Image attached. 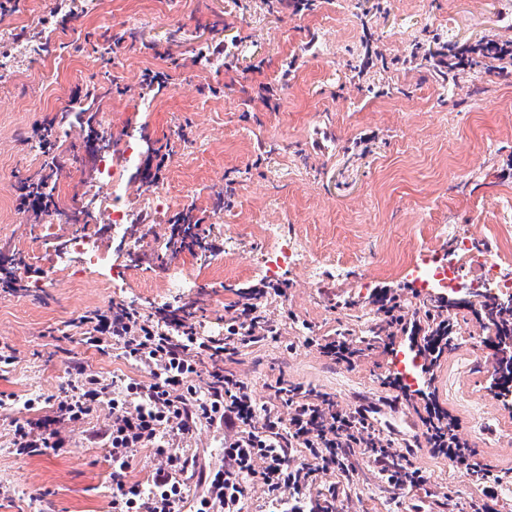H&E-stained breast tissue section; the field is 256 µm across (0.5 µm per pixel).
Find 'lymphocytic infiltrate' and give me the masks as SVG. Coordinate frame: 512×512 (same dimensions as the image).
Listing matches in <instances>:
<instances>
[{
  "label": "lymphocytic infiltrate",
  "instance_id": "lymphocytic-infiltrate-1",
  "mask_svg": "<svg viewBox=\"0 0 512 512\" xmlns=\"http://www.w3.org/2000/svg\"><path fill=\"white\" fill-rule=\"evenodd\" d=\"M269 293L256 286L226 304L227 334H205L190 315L145 314L121 303L81 316L86 345L105 340L119 345L142 378L107 380L75 364L68 388L50 410L12 420L17 454L35 456L64 447L61 430L108 407L111 420L100 438L112 462V512H243L251 487L263 488L273 512H329L307 492L319 475H351V456L371 459L399 499L425 485L424 472L399 440L375 428L365 409H345L328 395L277 377L267 400L252 384L225 369V358L244 346L276 337L277 328L259 313ZM389 337L403 335L423 358V385L410 390L400 377L383 376V388L413 405L430 455L469 475L487 499H495L500 471L485 463L479 449L459 435V423L439 399L435 370L448 352V334L423 329L406 318L396 297L378 301ZM224 435V466L202 471L183 454L181 439L199 426ZM152 456L146 482L129 480L142 449Z\"/></svg>",
  "mask_w": 512,
  "mask_h": 512
}]
</instances>
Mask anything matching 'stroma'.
Listing matches in <instances>:
<instances>
[{"mask_svg":"<svg viewBox=\"0 0 512 512\" xmlns=\"http://www.w3.org/2000/svg\"><path fill=\"white\" fill-rule=\"evenodd\" d=\"M512 46V0H16L0 15V262L23 263L24 290L0 293V342L15 362L0 395L16 415L49 403L81 362L103 378L138 377L118 347L85 345L76 322L120 302L143 312L194 307L224 332V305L266 282L267 224L308 247L315 275L286 268L283 294L261 315L277 338L226 361L260 398L277 376L344 408L397 412L410 458L427 477L411 512H475L480 486L432 457L414 414L378 376L407 347L374 332L382 291L423 317L445 292H425L415 258H453L438 227L481 241L512 278V79L498 55ZM164 73L162 89L142 83ZM51 128L42 143L35 124ZM166 147L157 180L124 170L113 204L125 224L92 223L103 156ZM62 170L53 171L52 162ZM46 181L72 221L48 231L15 208L25 181ZM222 249L170 240L179 215ZM95 232L110 265L84 269L67 247ZM452 340L437 371L460 434L506 475L495 512H512V394L494 385L495 333L477 306L450 312ZM341 334L365 346L355 368L315 342ZM108 408L64 428L68 446L24 457L0 416V512H112V467L98 438ZM312 500L336 512H400L373 463L352 477L322 475Z\"/></svg>","mask_w":512,"mask_h":512,"instance_id":"35a3bbf8","label":"stroma"}]
</instances>
